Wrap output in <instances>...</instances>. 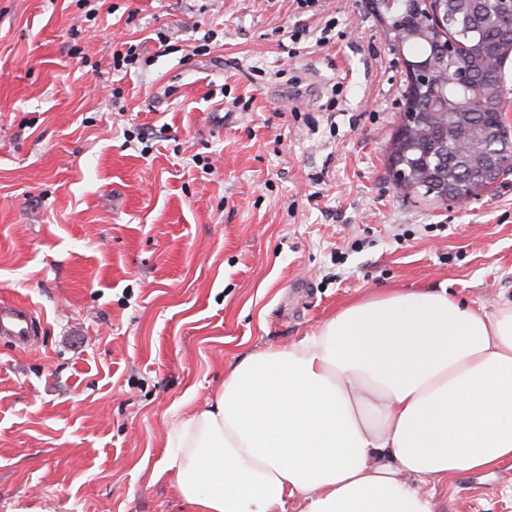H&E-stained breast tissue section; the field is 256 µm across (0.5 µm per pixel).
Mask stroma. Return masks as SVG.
<instances>
[{
	"instance_id": "35a3bbf8",
	"label": "stroma",
	"mask_w": 512,
	"mask_h": 512,
	"mask_svg": "<svg viewBox=\"0 0 512 512\" xmlns=\"http://www.w3.org/2000/svg\"><path fill=\"white\" fill-rule=\"evenodd\" d=\"M404 87L368 0H0V302L37 319L0 335V512H197L166 436L230 364L376 291L512 301V175L404 196ZM433 498L512 512V468Z\"/></svg>"
}]
</instances>
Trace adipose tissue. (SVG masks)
<instances>
[{"mask_svg":"<svg viewBox=\"0 0 512 512\" xmlns=\"http://www.w3.org/2000/svg\"><path fill=\"white\" fill-rule=\"evenodd\" d=\"M199 512H435L425 484L512 465V302L400 288L233 363L167 434Z\"/></svg>","mask_w":512,"mask_h":512,"instance_id":"adipose-tissue-1","label":"adipose tissue"}]
</instances>
